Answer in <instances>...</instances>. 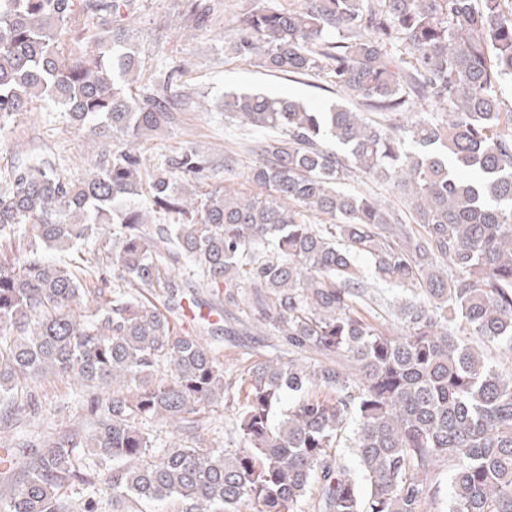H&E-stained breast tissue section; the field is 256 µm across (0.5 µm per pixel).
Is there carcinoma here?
<instances>
[{"label": "carcinoma", "mask_w": 512, "mask_h": 512, "mask_svg": "<svg viewBox=\"0 0 512 512\" xmlns=\"http://www.w3.org/2000/svg\"><path fill=\"white\" fill-rule=\"evenodd\" d=\"M132 7L0 0V131L42 104L112 140L82 178L44 161L3 174L0 430L38 410L33 395L16 402L22 381L95 389L91 429L47 441L3 512H74L77 483L103 485L112 512H429L446 474L448 512H512V373L488 353L512 358V0H298L236 16L234 54L324 72L358 104L225 96L230 124L265 133L248 172L259 197L189 191L196 150L152 171L133 151L174 112L163 90L132 88ZM362 178L405 209L348 187ZM100 240L110 278L97 257H53ZM174 263L288 350L226 379L203 337L177 330ZM385 285L412 296L394 307ZM218 399L234 448H159L141 427L191 430ZM343 439L355 472L333 452Z\"/></svg>", "instance_id": "obj_1"}]
</instances>
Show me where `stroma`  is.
Here are the masks:
<instances>
[{"label": "stroma", "mask_w": 512, "mask_h": 512, "mask_svg": "<svg viewBox=\"0 0 512 512\" xmlns=\"http://www.w3.org/2000/svg\"><path fill=\"white\" fill-rule=\"evenodd\" d=\"M206 7L204 22H196L191 2ZM264 2L285 8L291 0H135L138 19L131 27L140 68L138 83L144 87L172 80L177 95L175 119L166 131L136 144L138 152L158 165L171 155L197 148L207 166L195 184L207 190L226 183L244 195L257 189L247 179L255 157L248 146L254 132L240 130L224 120L225 93L260 91L297 98L316 109L328 108L339 97L326 74L280 76L253 63L233 57L226 49L223 30L232 16ZM97 143L78 131L60 112L37 109L18 116L0 131V172L32 158L52 162L67 175H81L93 166ZM201 314L218 319L223 331L208 342L230 375H238L254 361L272 356L285 346L282 333L254 321H242L239 310L212 288L194 289ZM42 411L31 423L21 424L20 438H49L72 428H88L86 391L76 380L49 376L35 385Z\"/></svg>", "instance_id": "obj_1"}]
</instances>
